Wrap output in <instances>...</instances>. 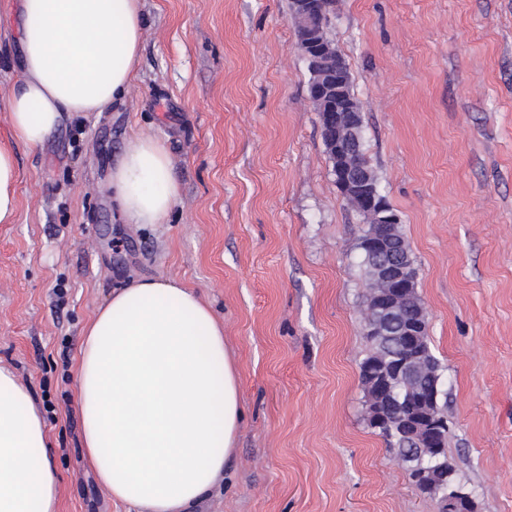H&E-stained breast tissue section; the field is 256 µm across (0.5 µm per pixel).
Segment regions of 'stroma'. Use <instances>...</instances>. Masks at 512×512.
<instances>
[{"mask_svg": "<svg viewBox=\"0 0 512 512\" xmlns=\"http://www.w3.org/2000/svg\"><path fill=\"white\" fill-rule=\"evenodd\" d=\"M19 0H0V365L44 413L59 512H128L99 485L77 408L81 334L112 291L165 277L224 325L244 421L201 512H441L363 416L365 223L336 188L290 0H141L138 77L102 112L13 141ZM367 153L401 218L448 397L446 453L476 512H512V0H334ZM179 198L126 223L109 186L132 133ZM17 162L11 146L0 144V224H13L18 215Z\"/></svg>", "mask_w": 512, "mask_h": 512, "instance_id": "obj_1", "label": "stroma"}]
</instances>
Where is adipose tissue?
<instances>
[{"mask_svg": "<svg viewBox=\"0 0 512 512\" xmlns=\"http://www.w3.org/2000/svg\"><path fill=\"white\" fill-rule=\"evenodd\" d=\"M22 75L8 105L14 142L42 145L64 113L101 112L136 77L140 0H21ZM17 162L0 144V224L17 220ZM127 223L164 224L178 201L165 145L133 134L112 170ZM82 446L112 500L132 512H197L221 486L244 420L224 326L176 280L113 291L82 332ZM29 389L0 366V512H59L60 476Z\"/></svg>", "mask_w": 512, "mask_h": 512, "instance_id": "ef3b65f1", "label": "adipose tissue"}]
</instances>
